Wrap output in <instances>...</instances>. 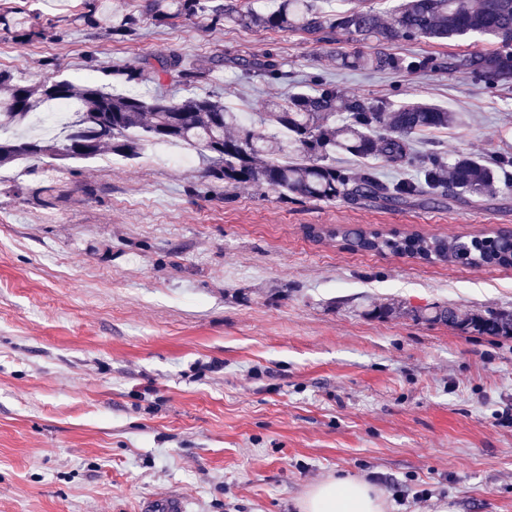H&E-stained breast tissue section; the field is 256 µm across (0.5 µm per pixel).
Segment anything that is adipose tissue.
I'll return each mask as SVG.
<instances>
[{
  "mask_svg": "<svg viewBox=\"0 0 512 512\" xmlns=\"http://www.w3.org/2000/svg\"><path fill=\"white\" fill-rule=\"evenodd\" d=\"M298 507L300 512H387L388 502L368 480L335 476L310 486Z\"/></svg>",
  "mask_w": 512,
  "mask_h": 512,
  "instance_id": "adipose-tissue-1",
  "label": "adipose tissue"
}]
</instances>
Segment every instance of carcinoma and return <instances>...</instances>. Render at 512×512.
Returning a JSON list of instances; mask_svg holds the SVG:
<instances>
[{"mask_svg": "<svg viewBox=\"0 0 512 512\" xmlns=\"http://www.w3.org/2000/svg\"><path fill=\"white\" fill-rule=\"evenodd\" d=\"M342 2L345 8L326 12L318 0H280L276 9L259 12L240 0H144L143 12L159 24L174 19L190 21L208 12L217 22L288 29L316 42L339 32L353 42L374 44L370 52H337L340 69L456 74L490 93L512 85V0H404L387 23L361 0ZM85 8L78 20L98 27L103 15L101 0H87ZM140 22V17L131 13L111 19L110 35L132 40L139 35ZM54 29L53 24L43 26L37 15L21 21L8 11L0 12V31L18 42L51 37ZM473 36L487 38L492 48L447 56L393 52V46L402 41L450 42ZM238 66L247 74L271 80L282 75L281 64L271 55ZM173 73L186 83L203 78L202 73L185 68L179 57L161 62L155 71L158 78ZM110 75L138 84L144 70L120 61L112 65ZM57 100L78 105L63 134L42 138L14 132L32 113ZM256 116L250 125H244L238 113L209 95L175 101L164 95L114 94L93 79L77 84L47 76L29 83L10 70H0V168L21 160H90L103 153L135 160L147 142L177 141L199 148L208 162L206 177L225 189L266 186L289 199H378L396 205L418 197L445 199L467 194L479 198L502 187L512 188L511 154L486 161L466 155L450 160L437 151L411 152L410 142L417 135L463 123L462 113L435 104L349 95L336 83L316 76L307 89L263 105ZM338 153L359 159L381 156L388 163L413 169L415 175L384 180L370 167L356 171L339 168ZM310 233L334 237L353 251L389 252L430 263L512 267V246L506 232L495 239L473 235L467 240L341 226L313 228ZM422 318L512 336L510 314L468 315L436 307Z\"/></svg>", "mask_w": 512, "mask_h": 512, "instance_id": "cac0c4a2", "label": "carcinoma"}]
</instances>
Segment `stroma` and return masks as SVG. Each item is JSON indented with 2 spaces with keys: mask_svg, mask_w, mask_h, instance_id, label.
Wrapping results in <instances>:
<instances>
[{
  "mask_svg": "<svg viewBox=\"0 0 512 512\" xmlns=\"http://www.w3.org/2000/svg\"><path fill=\"white\" fill-rule=\"evenodd\" d=\"M112 40L78 23L85 0H0L54 21L47 40L0 33V69L111 83L118 61L182 57L191 83L236 112L322 76L347 93L441 105L465 123L416 137L448 157L512 154V88L458 75L348 72L347 38L214 22L156 24ZM274 53L283 76L238 69ZM147 144L108 157L0 170V512H299L313 484L370 477L388 512H512V336L413 319L435 306L512 313V268L354 252L313 227L453 237L512 228V188L444 204L283 200L211 184L203 158ZM186 501L177 495L151 499L144 503L142 512H185Z\"/></svg>",
  "mask_w": 512,
  "mask_h": 512,
  "instance_id": "1",
  "label": "stroma"
}]
</instances>
